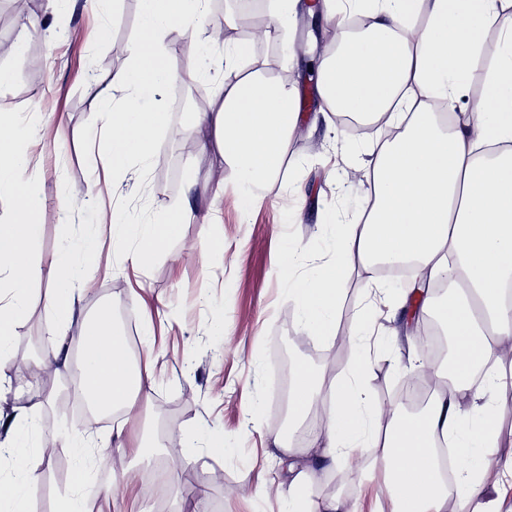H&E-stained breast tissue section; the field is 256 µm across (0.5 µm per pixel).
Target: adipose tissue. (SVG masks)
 Wrapping results in <instances>:
<instances>
[{
	"label": "adipose tissue",
	"instance_id": "1",
	"mask_svg": "<svg viewBox=\"0 0 512 512\" xmlns=\"http://www.w3.org/2000/svg\"><path fill=\"white\" fill-rule=\"evenodd\" d=\"M502 0H324L327 19L362 11L370 36L344 44L322 66L318 85L334 112L365 122L385 119L399 133L382 143L368 173L364 218L336 227V248L320 273L294 280L300 321L313 336H337L336 313L354 261L368 275L381 262L410 260L427 283L455 286L448 300L424 297L421 311L436 318L456 346L448 383L416 412L374 403L363 359L351 380L323 385L300 368L288 397V426L299 428L318 415L312 443L320 452L306 468L289 465L283 495L287 512H351L338 498L315 505L306 483L323 471L351 465L357 448L372 451L397 512H443L447 481L431 456L439 445L453 448L457 486L465 503L484 494L480 471L495 464L494 448L505 439L503 420L512 405L487 397L503 389L502 363L512 344V25L500 22ZM498 27L500 53L487 71L483 93L471 111L457 102L480 55L483 34ZM249 42L224 50L228 71L218 89L220 107L193 115L200 150L216 148L244 208L259 203L277 173L285 143L298 121L293 89L242 74ZM15 115L0 113V200L12 202V218L0 224V275L10 298L0 297V355L26 316L25 296L40 273L34 246L42 233L30 203L35 174L26 137ZM195 204L187 183L159 222L129 224L112 217L113 243H130L140 268L176 237V217ZM47 304L56 327L48 359H67L59 328L73 315L74 284L86 272L67 257L49 269ZM79 386L106 411L128 409L150 367L131 366L128 338L111 313L100 311L82 334Z\"/></svg>",
	"mask_w": 512,
	"mask_h": 512
}]
</instances>
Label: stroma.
Returning a JSON list of instances; mask_svg holds the SVG:
<instances>
[{"label": "stroma", "mask_w": 512, "mask_h": 512, "mask_svg": "<svg viewBox=\"0 0 512 512\" xmlns=\"http://www.w3.org/2000/svg\"><path fill=\"white\" fill-rule=\"evenodd\" d=\"M40 28L22 55L0 54V67L13 70V84L0 91V113L15 114L30 139L29 160L38 171L35 199L43 226L35 255L49 268L60 255L76 266H93L92 277L77 285L75 317L64 330L71 351L67 363L50 364L51 378L11 380L10 362L33 365L42 354L53 317L45 306L46 278H36L25 299L27 315L0 358V417H28L27 428L10 430L4 444L17 440L40 445L31 469L34 512H53L65 493L83 496L90 512H155L139 477L144 464L131 448L142 432L153 435L157 452L177 468L168 512L199 495L200 512H280L279 488L288 483L287 463L265 456L270 439L283 434L274 405L277 396L273 354L279 343L290 349V367H307L331 381L349 373L354 349L305 336L289 279L313 277L332 257L337 225L356 221L369 196L368 163L379 132L357 135L339 117L320 121L329 106L316 90L321 63L336 49L335 26L313 21L308 0H299L292 22L267 36L251 34V54L242 66L298 93L299 120L291 133L280 170L262 203L243 211L226 165L216 149L191 145L189 115L175 112L155 158L147 184L137 168L117 183L102 182L99 157L84 160L81 127L99 102L121 100L114 84L131 55L138 0H30L23 10L0 5V41L15 40L30 15ZM194 39L171 30L166 52L178 63L175 95L193 93L201 81L193 70ZM203 88V87H202ZM195 178L199 203L181 214L179 236L167 240L145 270L134 265L131 245L103 242L95 254L81 244L93 225L109 223L118 201L131 197V209H153L179 199L188 178ZM301 255L288 263L289 250ZM370 279L353 264L339 309V333L352 329L369 300ZM127 312L136 326L152 322L157 369L144 383L122 436L111 425H97L67 412L62 383L78 368L84 323L99 309ZM425 379L422 358L370 356L367 386L375 400L394 391L407 375ZM93 435L94 446L83 486L72 472L78 450L72 438ZM224 442L229 454L209 450ZM369 449H359L355 468L319 474L308 488L313 502L333 497L352 500L356 512H394L379 470L369 468Z\"/></svg>", "instance_id": "35a3bbf8"}]
</instances>
